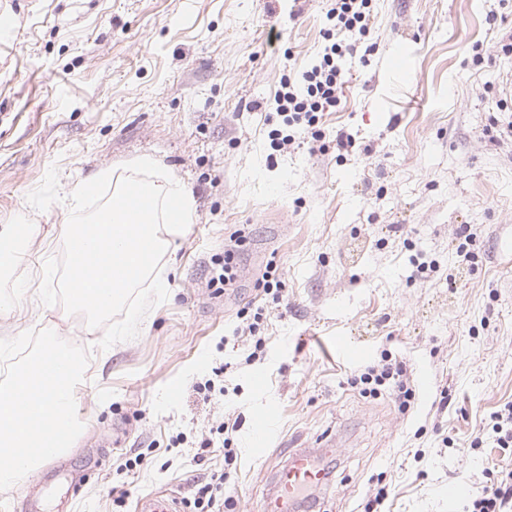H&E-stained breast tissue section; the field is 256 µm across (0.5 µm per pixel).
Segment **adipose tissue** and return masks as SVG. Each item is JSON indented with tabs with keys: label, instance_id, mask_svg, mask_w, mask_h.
<instances>
[{
	"label": "adipose tissue",
	"instance_id": "adipose-tissue-1",
	"mask_svg": "<svg viewBox=\"0 0 512 512\" xmlns=\"http://www.w3.org/2000/svg\"><path fill=\"white\" fill-rule=\"evenodd\" d=\"M36 231L27 225L25 232L8 228L0 232V280L10 283V293L0 294V309L13 311L22 308L29 294L32 275L25 263L26 249Z\"/></svg>",
	"mask_w": 512,
	"mask_h": 512
}]
</instances>
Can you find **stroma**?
I'll list each match as a JSON object with an SVG mask.
<instances>
[{
  "instance_id": "1",
  "label": "stroma",
  "mask_w": 512,
  "mask_h": 512,
  "mask_svg": "<svg viewBox=\"0 0 512 512\" xmlns=\"http://www.w3.org/2000/svg\"><path fill=\"white\" fill-rule=\"evenodd\" d=\"M329 0H0V229L38 227L29 258L61 256L64 204L26 197L57 167L60 186L153 154L191 188L197 218L160 270L167 300L138 336L106 351L102 329L40 300L0 311V338L49 328L90 351L77 415L84 429L56 464L0 492V512H190L223 457L201 452L237 420L236 512H253L297 448L327 474L316 512H467L512 462L470 442L512 402V53L482 65L472 47L512 38V0H371L367 58L325 113V152L273 150L267 115L282 77L322 51ZM356 139L336 151V132ZM471 225L474 240L457 230ZM245 230L239 273L212 287L224 246ZM476 255L466 262L459 246ZM277 266L279 295L257 288ZM263 308L264 353L237 313ZM389 350L424 374L409 414L347 383ZM265 383L256 386L255 370ZM211 390H204L205 382ZM456 400L439 412L442 388ZM276 409L274 439L249 442ZM333 435L336 448L319 447ZM145 454L148 465L117 472ZM130 495L112 502L114 483ZM466 485L449 503L442 490Z\"/></svg>"
}]
</instances>
